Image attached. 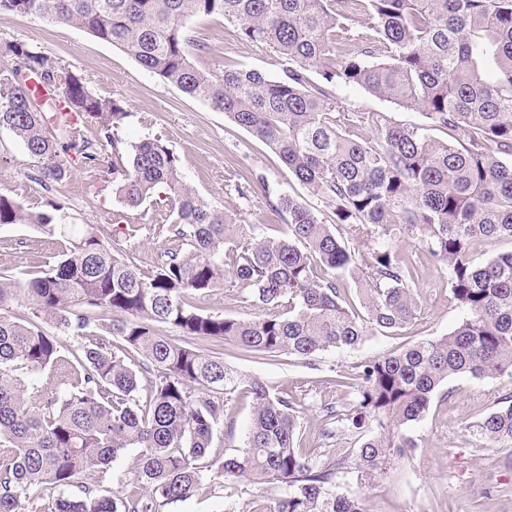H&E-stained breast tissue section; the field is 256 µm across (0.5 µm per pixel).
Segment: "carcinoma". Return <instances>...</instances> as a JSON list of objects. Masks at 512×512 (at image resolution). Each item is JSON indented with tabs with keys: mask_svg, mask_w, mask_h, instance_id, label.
<instances>
[{
	"mask_svg": "<svg viewBox=\"0 0 512 512\" xmlns=\"http://www.w3.org/2000/svg\"><path fill=\"white\" fill-rule=\"evenodd\" d=\"M0 12L67 24L129 52L147 71L207 102L278 153L333 219L291 194L267 197L287 222L272 240L256 224H235L183 177L160 137L119 148L131 116L120 99L95 95L61 60L21 42L0 45V128L36 163L34 179H67L72 169H112L130 208L164 189L173 220L158 227L180 246L145 272L94 225L62 226L64 204L32 212L0 194V226L31 224L69 240L41 275L0 276V304L23 297L22 321L0 315V512H24L34 486H76L50 512H159L202 484L198 461L224 422L225 396L242 378L224 358L173 342L157 328L268 357L311 361L353 348L369 331L394 333L418 318L416 271L393 246L403 233L449 270L465 312L448 335L360 362L355 400L321 407L322 435L358 437L335 463L296 448L301 406L252 377L253 413L244 451L216 455L211 478L282 485L271 505L227 512H364L336 491V468L360 478L385 473L416 442L407 426L428 412L448 378H512V252L482 264L485 240L512 239V0H0ZM220 16L238 36L264 45L288 66L277 78L205 62L215 47L188 21ZM337 65L311 77L324 57ZM358 86L421 110L430 124L459 132L455 146L425 128L377 112H340L336 83ZM97 126L90 140L82 127ZM358 284L359 314L344 294ZM218 288L264 311L228 319L188 301ZM80 339L67 357L43 323ZM120 336L138 368L97 341ZM56 371L66 392H29L24 373ZM151 384L140 405L141 379ZM485 446L512 444V401L466 427ZM140 449L139 490L103 496L81 480L124 450Z\"/></svg>",
	"mask_w": 512,
	"mask_h": 512,
	"instance_id": "obj_1",
	"label": "carcinoma"
}]
</instances>
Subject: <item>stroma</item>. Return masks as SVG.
I'll return each mask as SVG.
<instances>
[{"label":"stroma","instance_id":"35a3bbf8","mask_svg":"<svg viewBox=\"0 0 512 512\" xmlns=\"http://www.w3.org/2000/svg\"><path fill=\"white\" fill-rule=\"evenodd\" d=\"M189 26L198 40L216 48L213 66L252 69L271 78L281 75L282 61L274 52L241 40L223 18H195ZM9 41L59 58L69 70L85 77L99 97L124 100L130 117L119 132L122 142L162 137L179 156L185 181L233 222L264 225L266 235L273 238L286 236L285 221L267 208L265 196L286 192L304 198L307 190L268 145L223 112L163 82L122 48L70 25L0 13V43ZM336 100L343 112H380L400 125L426 127L435 139L458 140L453 131L429 126L422 112L404 109L358 87L337 86ZM32 173L33 162L23 144L10 131L0 129V193L34 212L46 210L48 200L60 201L67 223L94 224L107 233H114L115 215H123L134 234L115 233L116 240L143 269L156 265L170 248V241L155 232L168 219V210L149 202L134 209L125 207L112 191L111 173L92 175L77 168L70 178L48 188L34 181ZM246 184L251 185V193L240 195L239 187ZM62 242V237L47 236L25 224L0 227V274L22 280L28 273L47 270ZM394 245L416 269L421 305L417 320L392 334H369L356 347L329 351L310 363L285 354L267 358L224 352L225 364L243 377L262 378L273 393L285 392L300 401L296 446L328 461L336 459L341 449L358 445L353 435L328 442L321 437L320 405L344 406L354 396L353 389L337 386V375H354L361 361L448 334L464 316L449 292L447 267L418 250L412 239L400 237ZM509 395L512 379L507 377H450L424 418L408 429L417 448L395 459L386 473L370 479L338 473L337 491L361 499L366 512H512V447H483L464 430ZM252 403L246 388L228 395L224 424L214 432L213 451H240ZM139 455V449H127L105 473L90 475V482L106 496L126 488L134 480Z\"/></svg>","mask_w":512,"mask_h":512}]
</instances>
